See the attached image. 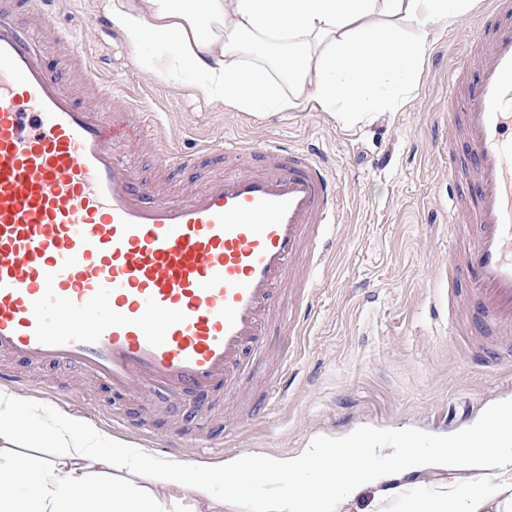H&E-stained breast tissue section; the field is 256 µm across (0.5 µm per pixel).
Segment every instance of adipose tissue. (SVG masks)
Instances as JSON below:
<instances>
[{"mask_svg":"<svg viewBox=\"0 0 512 512\" xmlns=\"http://www.w3.org/2000/svg\"><path fill=\"white\" fill-rule=\"evenodd\" d=\"M467 0H118L112 25L137 63L175 89L212 105L255 113L317 102L342 121L393 104L427 53V29L447 24ZM416 34H409V27ZM512 398L447 444L411 434L387 448L371 434L345 446L314 441L285 456L244 452L200 468L157 460L143 449L91 447L93 426L62 415L55 459L20 454L34 443L28 407L0 391V512H218L225 498L253 500L255 512H340L367 487L381 488L377 512H512V435L498 420ZM151 476L169 490L161 501L130 486L92 482V465ZM486 481L460 500L457 472ZM437 470L448 480L421 498L386 488L392 474ZM263 476L270 493L254 492Z\"/></svg>","mask_w":512,"mask_h":512,"instance_id":"obj_1","label":"adipose tissue"}]
</instances>
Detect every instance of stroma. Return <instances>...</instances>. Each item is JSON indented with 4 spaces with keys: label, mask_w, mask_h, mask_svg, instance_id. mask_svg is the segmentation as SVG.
I'll list each match as a JSON object with an SVG mask.
<instances>
[{
    "label": "stroma",
    "mask_w": 512,
    "mask_h": 512,
    "mask_svg": "<svg viewBox=\"0 0 512 512\" xmlns=\"http://www.w3.org/2000/svg\"><path fill=\"white\" fill-rule=\"evenodd\" d=\"M489 4L469 0L448 28L429 30L426 62L394 108L345 123L313 103L255 116L215 108L144 71L124 35L101 29L109 0H55L58 19L99 76L138 97L143 111L156 113L179 150L244 139L313 145L339 186L336 239L316 287L306 291L312 305L307 335L298 341L282 328L266 333L267 363L252 365L221 397L220 444L187 447L186 459L216 464L245 451L278 456L359 431L387 438L414 432L445 442L512 396V366L474 364L480 342L453 335L447 319L435 315L437 299L448 295L441 274L453 226L444 209L448 159L434 146L430 128L445 118L448 71ZM288 354V391L268 405L277 364ZM11 367L59 394L50 404L34 390H16L38 420L59 414L85 419L106 442L119 439L152 451L171 429L204 435L213 427L202 411L175 398H113L104 382L75 366L15 361ZM116 416L148 418L153 437L123 431L112 422Z\"/></svg>",
    "instance_id": "stroma-1"
}]
</instances>
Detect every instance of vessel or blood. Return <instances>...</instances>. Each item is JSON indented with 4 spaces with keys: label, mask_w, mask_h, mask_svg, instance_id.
<instances>
[{
    "label": "vessel or blood",
    "mask_w": 512,
    "mask_h": 512,
    "mask_svg": "<svg viewBox=\"0 0 512 512\" xmlns=\"http://www.w3.org/2000/svg\"><path fill=\"white\" fill-rule=\"evenodd\" d=\"M34 31L0 5V356L70 364L120 399L157 391L212 402L260 352L270 324L306 335L310 307L273 303L284 283L310 287L336 229L337 183L318 151L286 142L233 141L172 148L155 113L135 135L113 136L104 104L133 100L86 59L85 101L49 71L38 31L74 36L33 4ZM476 73L448 83L450 132L463 151L448 204L457 234L443 275L462 287L469 312L459 336H495L512 361V0H492L468 43ZM149 137L167 171L194 169L198 185L160 196L128 159Z\"/></svg>",
    "instance_id": "b4317fda"
}]
</instances>
